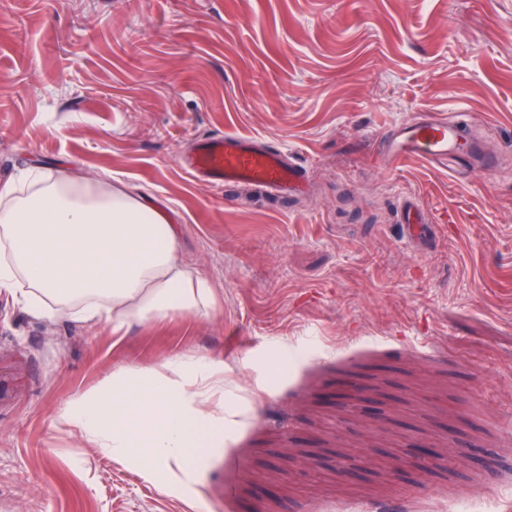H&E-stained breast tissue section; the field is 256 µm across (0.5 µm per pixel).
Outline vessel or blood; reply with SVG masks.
I'll return each mask as SVG.
<instances>
[{
	"label": "vessel or blood",
	"instance_id": "1",
	"mask_svg": "<svg viewBox=\"0 0 512 512\" xmlns=\"http://www.w3.org/2000/svg\"><path fill=\"white\" fill-rule=\"evenodd\" d=\"M471 123L463 113L447 117L415 114L395 124L385 135V160L398 163L422 158L454 172L475 162L483 172H494L498 160L487 153L483 138L471 132ZM183 165L194 177L228 192L250 186L285 197L297 193L305 181L301 167L287 152L271 150L257 137L232 132L198 143ZM401 216L407 240L418 243L427 233L422 209L410 206L402 210Z\"/></svg>",
	"mask_w": 512,
	"mask_h": 512
}]
</instances>
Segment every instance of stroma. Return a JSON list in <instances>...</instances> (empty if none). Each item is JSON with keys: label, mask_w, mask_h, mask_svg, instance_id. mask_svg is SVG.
<instances>
[{"label": "stroma", "mask_w": 512, "mask_h": 512, "mask_svg": "<svg viewBox=\"0 0 512 512\" xmlns=\"http://www.w3.org/2000/svg\"><path fill=\"white\" fill-rule=\"evenodd\" d=\"M419 112L476 117L502 168L380 159ZM227 131L293 153L307 195L192 176L182 156ZM36 166L140 187L221 308L116 332L0 292V512H512V0H0V181ZM407 198L432 224L417 247ZM200 355L266 390L194 482L160 490L62 420L118 367ZM358 383L377 418L325 402ZM457 430L495 468L454 454ZM417 437L447 473L395 480ZM371 448L381 470L337 476Z\"/></svg>", "instance_id": "1"}]
</instances>
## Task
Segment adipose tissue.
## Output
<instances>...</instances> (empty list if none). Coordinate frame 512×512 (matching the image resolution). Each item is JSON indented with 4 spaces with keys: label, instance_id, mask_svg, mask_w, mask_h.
<instances>
[{
    "label": "adipose tissue",
    "instance_id": "ef3b65f1",
    "mask_svg": "<svg viewBox=\"0 0 512 512\" xmlns=\"http://www.w3.org/2000/svg\"><path fill=\"white\" fill-rule=\"evenodd\" d=\"M179 231L161 208L111 174L31 169L0 182V291L54 317L78 311L120 329L219 309L212 284L178 253ZM259 388L224 373L220 357L179 356L163 369L122 368L76 397L63 419L94 447L167 487L196 480L238 426Z\"/></svg>",
    "mask_w": 512,
    "mask_h": 512
}]
</instances>
